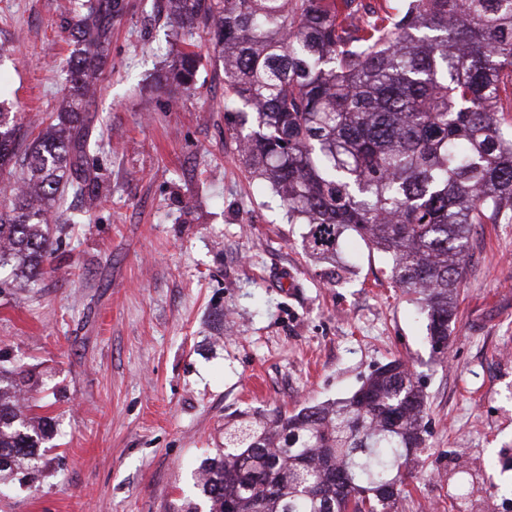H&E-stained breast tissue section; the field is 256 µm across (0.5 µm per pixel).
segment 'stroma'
Wrapping results in <instances>:
<instances>
[{
	"label": "stroma",
	"instance_id": "35a3bbf8",
	"mask_svg": "<svg viewBox=\"0 0 512 512\" xmlns=\"http://www.w3.org/2000/svg\"><path fill=\"white\" fill-rule=\"evenodd\" d=\"M112 61L87 106L101 203L65 192L55 252L32 287L0 289V351L32 378L57 456L0 512H174L237 413L349 397L403 359L426 394L427 446L395 512H512V224L474 225L447 355L426 340L386 257L344 234L335 261L246 172L207 36L174 37L166 0H123ZM73 0H0V100L41 130L68 70ZM197 84H155L185 44Z\"/></svg>",
	"mask_w": 512,
	"mask_h": 512
}]
</instances>
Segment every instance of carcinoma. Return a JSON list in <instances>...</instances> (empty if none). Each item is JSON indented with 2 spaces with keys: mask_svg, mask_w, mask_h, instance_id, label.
Here are the masks:
<instances>
[{
  "mask_svg": "<svg viewBox=\"0 0 512 512\" xmlns=\"http://www.w3.org/2000/svg\"><path fill=\"white\" fill-rule=\"evenodd\" d=\"M122 0H78L62 105L31 139L0 104V170L20 166L0 211V268L15 288L46 273L48 217L65 189L98 200L79 136L109 66ZM177 28L202 29L224 62V111L251 177L312 254L345 231L387 255L433 350H448L476 224H512V0H167ZM202 56L180 51L165 80L192 88ZM28 372L0 352V489L43 468L51 418L22 397ZM423 386L407 364L376 368L350 397L224 425V447L194 472L181 512H391L426 447ZM461 471L453 492L472 500Z\"/></svg>",
  "mask_w": 512,
  "mask_h": 512,
  "instance_id": "cac0c4a2",
  "label": "carcinoma"
}]
</instances>
